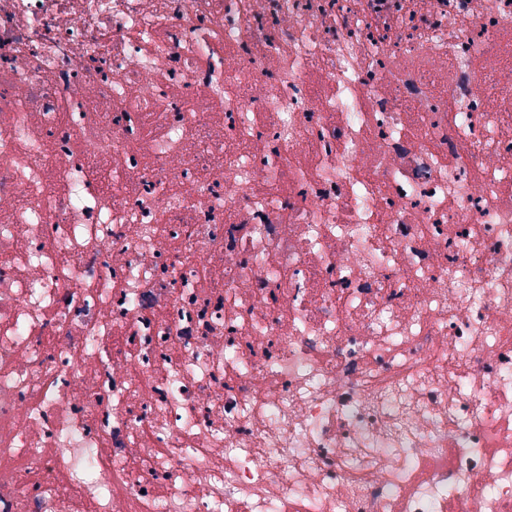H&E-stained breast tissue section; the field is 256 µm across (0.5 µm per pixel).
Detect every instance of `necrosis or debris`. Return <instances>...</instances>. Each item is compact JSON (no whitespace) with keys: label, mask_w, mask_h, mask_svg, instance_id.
<instances>
[{"label":"necrosis or debris","mask_w":512,"mask_h":512,"mask_svg":"<svg viewBox=\"0 0 512 512\" xmlns=\"http://www.w3.org/2000/svg\"><path fill=\"white\" fill-rule=\"evenodd\" d=\"M0 512H512V0H0Z\"/></svg>","instance_id":"1"}]
</instances>
